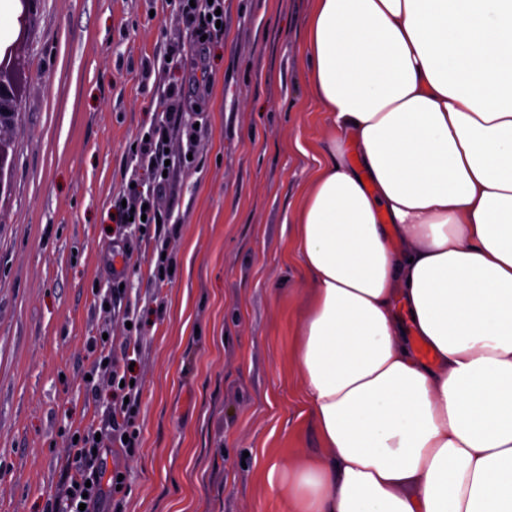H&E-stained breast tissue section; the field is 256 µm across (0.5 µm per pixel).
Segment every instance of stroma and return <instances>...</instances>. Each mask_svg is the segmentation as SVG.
I'll list each match as a JSON object with an SVG mask.
<instances>
[{"mask_svg": "<svg viewBox=\"0 0 512 512\" xmlns=\"http://www.w3.org/2000/svg\"><path fill=\"white\" fill-rule=\"evenodd\" d=\"M6 2L0 47L18 45L28 73L0 130V512H44L75 468L73 434L108 427L112 391L87 374L102 327L123 333L105 306L123 251V303L142 318L139 449L113 457L124 512H289L270 467L319 451L293 363L309 280L290 253L324 122L301 62L313 0H224V33L202 45L175 0H34L22 42ZM178 79L168 221L143 238L115 203Z\"/></svg>", "mask_w": 512, "mask_h": 512, "instance_id": "1", "label": "stroma"}]
</instances>
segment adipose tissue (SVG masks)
I'll return each mask as SVG.
<instances>
[{"instance_id":"ef3b65f1","label":"adipose tissue","mask_w":512,"mask_h":512,"mask_svg":"<svg viewBox=\"0 0 512 512\" xmlns=\"http://www.w3.org/2000/svg\"><path fill=\"white\" fill-rule=\"evenodd\" d=\"M291 512H512V0H314Z\"/></svg>"}]
</instances>
